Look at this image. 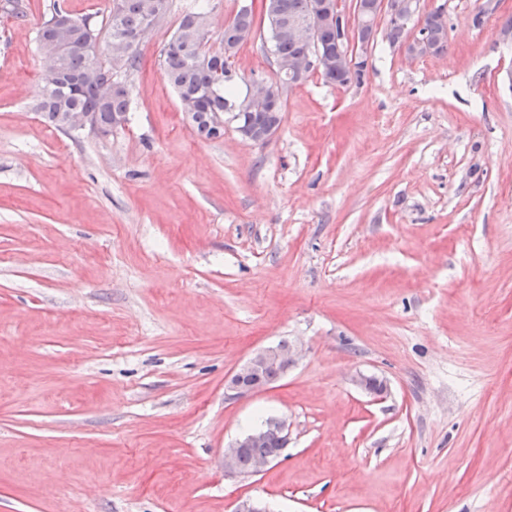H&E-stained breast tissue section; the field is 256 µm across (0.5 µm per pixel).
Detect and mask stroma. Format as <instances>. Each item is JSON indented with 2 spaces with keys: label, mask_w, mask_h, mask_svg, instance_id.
Returning <instances> with one entry per match:
<instances>
[{
  "label": "stroma",
  "mask_w": 512,
  "mask_h": 512,
  "mask_svg": "<svg viewBox=\"0 0 512 512\" xmlns=\"http://www.w3.org/2000/svg\"><path fill=\"white\" fill-rule=\"evenodd\" d=\"M55 1L112 5L0 0V512H512V0L478 27L482 0H421L439 57L379 17L363 83L312 73L258 144L199 138L160 56L201 3L218 45L243 0H171L107 137L35 108ZM253 10L241 96L275 76ZM282 340L288 374L227 398ZM270 418L282 457L225 475ZM426 34L436 45L438 49L446 50L448 46V32L447 29L437 21V17L434 13H429L423 22L422 28L419 30V34ZM269 420H267L266 422H268ZM271 431H274L277 434L279 440L277 437L272 436L268 439L266 443L258 445L255 448H251L255 444L263 442ZM279 442L281 448H279ZM287 443L288 427L286 423L282 420H270L268 423H265L262 427L254 429L244 434L243 436L238 438L233 444L228 446V448H225L224 473L228 475L242 477H247L260 473L280 457ZM247 448L249 449L246 451L244 455L241 456V454ZM275 449V453L270 454ZM240 456V466L243 470L239 466Z\"/></svg>",
  "instance_id": "stroma-1"
}]
</instances>
